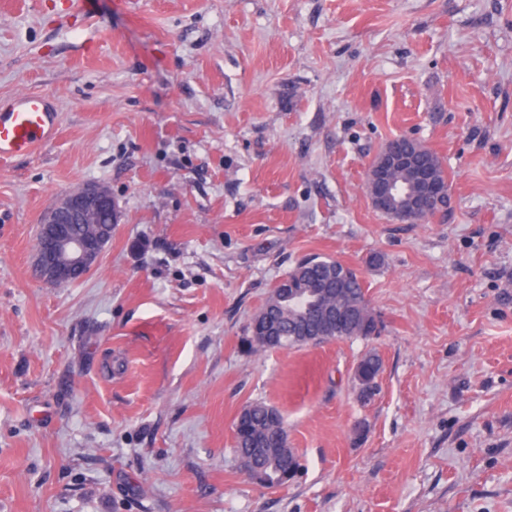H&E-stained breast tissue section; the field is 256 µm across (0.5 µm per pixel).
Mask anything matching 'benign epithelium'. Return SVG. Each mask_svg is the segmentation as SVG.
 <instances>
[{"mask_svg":"<svg viewBox=\"0 0 512 512\" xmlns=\"http://www.w3.org/2000/svg\"><path fill=\"white\" fill-rule=\"evenodd\" d=\"M411 162L407 152L384 146L366 170L365 184L372 207L377 211L396 209L430 223L437 218L443 187L437 179L423 175L413 188L403 191L393 182V170ZM112 193L90 184L60 198L41 218L34 254V269L42 283L59 287L89 274L98 265L108 237L86 239L72 234L70 224H98L105 212H112Z\"/></svg>","mask_w":512,"mask_h":512,"instance_id":"1","label":"benign epithelium"}]
</instances>
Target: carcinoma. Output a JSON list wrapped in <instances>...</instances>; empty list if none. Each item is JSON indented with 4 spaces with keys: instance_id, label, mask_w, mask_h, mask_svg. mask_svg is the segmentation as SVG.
<instances>
[{
    "instance_id": "carcinoma-1",
    "label": "carcinoma",
    "mask_w": 512,
    "mask_h": 512,
    "mask_svg": "<svg viewBox=\"0 0 512 512\" xmlns=\"http://www.w3.org/2000/svg\"><path fill=\"white\" fill-rule=\"evenodd\" d=\"M415 152L416 163L441 178L445 165L440 157L416 141L406 143ZM295 292L319 300V308L334 307L345 312L344 317L329 324L324 342L346 339L368 340L381 333L379 316L370 306L363 283L352 267H336V260L321 256L300 259L284 277ZM303 309L288 300V293L275 285L255 317L270 318L277 324L276 333H266L264 327L249 325V348L288 349L302 347L305 342L295 338L302 320ZM382 362L375 352L365 354L356 367L355 377L364 398L373 395ZM247 429L235 432L234 453L237 466L246 476L259 475L268 488L286 484L291 473L300 468L293 449L284 445L287 434L284 417L279 410L263 401L246 405Z\"/></svg>"
}]
</instances>
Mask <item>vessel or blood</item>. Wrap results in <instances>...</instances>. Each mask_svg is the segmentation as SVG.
Returning <instances> with one entry per match:
<instances>
[{
	"label": "vessel or blood",
	"mask_w": 512,
	"mask_h": 512,
	"mask_svg": "<svg viewBox=\"0 0 512 512\" xmlns=\"http://www.w3.org/2000/svg\"><path fill=\"white\" fill-rule=\"evenodd\" d=\"M58 130V108L49 96L24 92L0 98V160L30 155Z\"/></svg>",
	"instance_id": "1"
}]
</instances>
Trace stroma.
I'll list each match as a JSON object with an SVG mask.
<instances>
[{
    "label": "stroma",
    "mask_w": 512,
    "mask_h": 512,
    "mask_svg": "<svg viewBox=\"0 0 512 512\" xmlns=\"http://www.w3.org/2000/svg\"><path fill=\"white\" fill-rule=\"evenodd\" d=\"M95 2L0 0V97L60 119L0 161V512H512V0ZM401 136L445 218L371 206ZM88 184L112 239L47 286L40 217ZM306 255L358 272L380 335L248 351ZM255 401L301 462L276 490L233 453ZM403 140L412 139L402 136L390 140L384 146V152L379 156L376 155L368 164L365 177L367 194L372 207L379 212L385 209H396L403 213L411 212V217L422 218L418 224L430 223L436 220L438 214L442 216L448 209L449 185L448 194L444 195L443 187L435 179V177L441 179L445 176V165L433 151L416 141L407 142L406 148L415 152L416 163L430 170L435 177L422 175L412 189L402 191L393 182L391 174L393 170L410 163L412 159L408 152H400L388 145ZM443 195L445 202L442 203L441 208L436 207L437 212H434V206L439 205ZM381 369V358L375 352L365 354L357 364L355 377L364 398L369 399L374 394L376 380Z\"/></svg>",
    "instance_id": "obj_1"
}]
</instances>
